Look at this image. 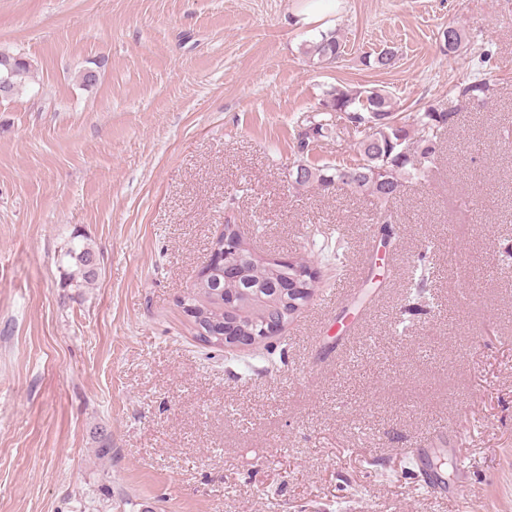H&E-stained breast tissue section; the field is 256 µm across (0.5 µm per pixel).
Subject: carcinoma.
Instances as JSON below:
<instances>
[{
	"mask_svg": "<svg viewBox=\"0 0 512 512\" xmlns=\"http://www.w3.org/2000/svg\"><path fill=\"white\" fill-rule=\"evenodd\" d=\"M444 42H453L456 47L446 54L460 52L467 45L466 34L460 28H448ZM311 55L319 65L336 60L342 53V44L336 33L327 32L311 45ZM0 59L10 64L11 93L15 94L25 85L31 72V63L18 59L16 55L0 52ZM491 79L483 77L458 87L457 95L464 99H487ZM457 112L439 105H429L418 113L413 123L395 110V104L385 93L371 89L350 91L335 87L321 100L316 113L308 124L295 134L296 169L306 171V178L295 181L301 188L320 187L325 190L346 188L379 200L384 207L371 218L378 226L381 243L388 246L397 224L395 212L387 204L400 197L405 184L424 180L437 164L443 137L448 127L455 123ZM344 120L359 135L356 142L361 160L354 165L310 166L307 156L310 145L333 131L337 122ZM68 258L67 277L78 287L89 283L97 266V254L90 244L83 241L72 243L65 253ZM231 262L242 272L237 281L224 280V267L212 268L209 278L194 288L179 302L189 317L190 329L195 340L211 348H224V321L229 316L225 308L224 289L251 287L279 288L295 276V271L283 266L274 268L269 260L257 256L245 248L231 256ZM430 265L428 253L421 254L416 267L420 274L411 284L409 297H418L427 286ZM236 317L245 325H261L265 311L251 305H243Z\"/></svg>",
	"mask_w": 512,
	"mask_h": 512,
	"instance_id": "1",
	"label": "carcinoma"
}]
</instances>
